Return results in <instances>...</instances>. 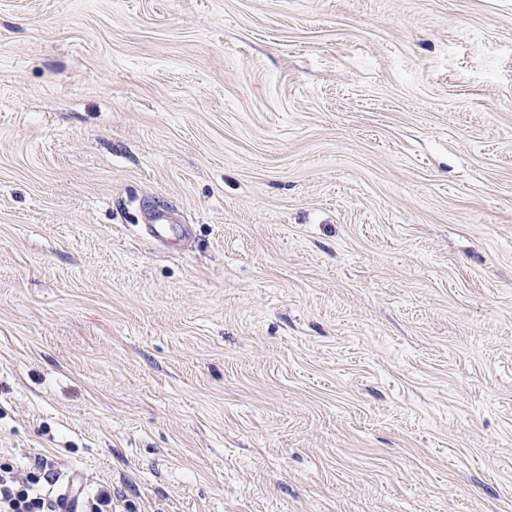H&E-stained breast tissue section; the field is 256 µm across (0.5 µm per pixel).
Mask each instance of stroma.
I'll return each instance as SVG.
<instances>
[{"mask_svg": "<svg viewBox=\"0 0 512 512\" xmlns=\"http://www.w3.org/2000/svg\"><path fill=\"white\" fill-rule=\"evenodd\" d=\"M1 464L512 512V0H0ZM149 223L146 228L150 236L162 243H166L173 236V225L169 224L168 211L158 209L149 215Z\"/></svg>", "mask_w": 512, "mask_h": 512, "instance_id": "1", "label": "stroma"}]
</instances>
